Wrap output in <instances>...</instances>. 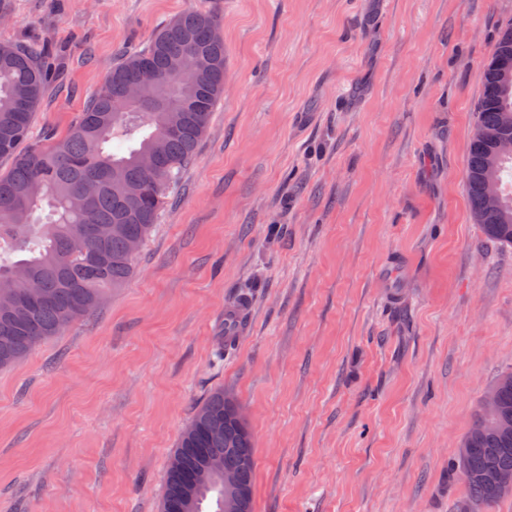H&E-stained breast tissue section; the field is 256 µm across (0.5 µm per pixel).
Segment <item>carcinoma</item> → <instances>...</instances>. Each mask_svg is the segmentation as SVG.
I'll return each instance as SVG.
<instances>
[{
    "label": "carcinoma",
    "mask_w": 512,
    "mask_h": 512,
    "mask_svg": "<svg viewBox=\"0 0 512 512\" xmlns=\"http://www.w3.org/2000/svg\"><path fill=\"white\" fill-rule=\"evenodd\" d=\"M215 16L191 10L164 24L150 45L120 62L90 96L77 122L46 145L29 136L32 115L50 80L47 51L38 45L0 42V370L26 357L42 342L96 309L111 291L134 273L131 240L143 241L156 223L166 191L194 158L216 105L224 93V40ZM495 51L507 65H484L478 117L470 143L465 184L475 223L500 244L512 245V191L503 193V209L485 207L482 182L493 138H512L502 126L503 111H512V21L498 33ZM181 62L195 70L191 88L172 94L165 108L153 107L154 90L129 112H113L110 94L140 79L150 66L166 76ZM135 147L119 155L114 142ZM147 154L158 155L160 174L141 167ZM97 185L91 195L81 192ZM110 235L96 239L95 227ZM493 413L479 407L453 469L465 488L466 512H480L512 489L498 485L512 476V371L492 384ZM179 467L168 469L160 512H174L183 501L184 480L209 459L213 471L198 484L184 512H203L211 497L222 500L224 469L237 473L252 490L253 443L246 416L224 390L213 392L194 412L173 453Z\"/></svg>",
    "instance_id": "cac0c4a2"
}]
</instances>
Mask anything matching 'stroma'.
Listing matches in <instances>:
<instances>
[{
    "mask_svg": "<svg viewBox=\"0 0 512 512\" xmlns=\"http://www.w3.org/2000/svg\"><path fill=\"white\" fill-rule=\"evenodd\" d=\"M188 9L220 22L224 96L127 285L0 370V512H160L218 388L253 512H457L450 465L512 369V246L464 179L512 0H0V41L50 51L32 140Z\"/></svg>",
    "mask_w": 512,
    "mask_h": 512,
    "instance_id": "stroma-1",
    "label": "stroma"
}]
</instances>
